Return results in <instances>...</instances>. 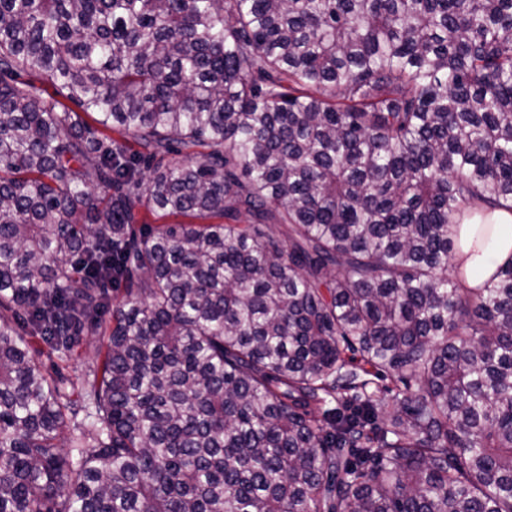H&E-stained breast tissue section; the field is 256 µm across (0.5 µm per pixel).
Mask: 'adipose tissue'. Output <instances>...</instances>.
Returning <instances> with one entry per match:
<instances>
[{"label": "adipose tissue", "instance_id": "ef3b65f1", "mask_svg": "<svg viewBox=\"0 0 512 512\" xmlns=\"http://www.w3.org/2000/svg\"><path fill=\"white\" fill-rule=\"evenodd\" d=\"M488 221L494 228V237L484 247L473 244L475 225L465 223L461 226L456 256L463 265L465 284L469 287L477 286L500 267L512 263V212L493 211Z\"/></svg>", "mask_w": 512, "mask_h": 512}]
</instances>
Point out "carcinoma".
Returning <instances> with one entry per match:
<instances>
[{"label":"carcinoma","mask_w":512,"mask_h":512,"mask_svg":"<svg viewBox=\"0 0 512 512\" xmlns=\"http://www.w3.org/2000/svg\"><path fill=\"white\" fill-rule=\"evenodd\" d=\"M504 206L512 0H0V512H512ZM461 225L460 242L456 253L458 262L463 264L464 284L476 287L482 280L494 274L500 267L512 262V212L495 210L487 219L494 228L491 243L482 247L480 243L473 250V237L479 224L469 220ZM101 358L97 357L95 343L84 342L75 351L74 356L68 362L64 372L79 374L96 361L100 363Z\"/></svg>","instance_id":"1"}]
</instances>
